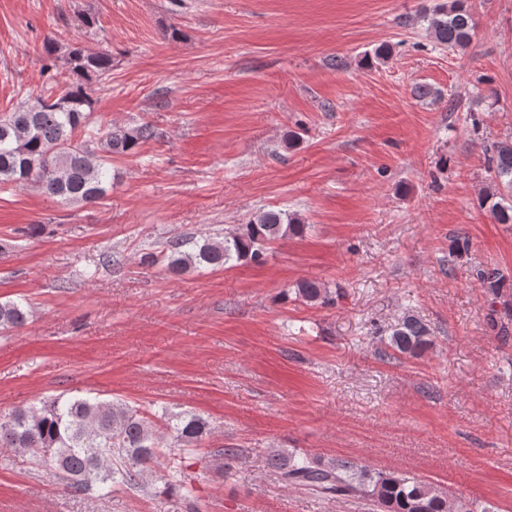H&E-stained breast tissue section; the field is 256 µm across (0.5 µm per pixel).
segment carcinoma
<instances>
[{"label": "carcinoma", "instance_id": "cac0c4a2", "mask_svg": "<svg viewBox=\"0 0 512 512\" xmlns=\"http://www.w3.org/2000/svg\"><path fill=\"white\" fill-rule=\"evenodd\" d=\"M433 43L463 49L474 27L468 0H444L422 15ZM46 70L62 67L65 79L46 91L27 95L10 112L0 114V186H37L44 194L69 203H97L112 186L111 160L159 137L155 126H111L88 132L92 92L112 71V54L90 51L78 43L61 46L44 42ZM493 191L485 196L499 224H512V140L483 146ZM308 225L282 210H266L221 240L205 238L169 241L167 252L141 257V263H162L179 275L191 268L221 269L245 260L259 261L266 246L288 234L301 236ZM480 285L495 293L501 274L477 273ZM297 294L308 302H333L327 290L303 281ZM29 312L20 302H0V329L23 327ZM430 328L413 314L403 316L391 330L389 344L396 352L415 355L430 343ZM207 423L193 412L169 414L145 411L96 397H55L42 406L17 408L0 418V445L12 448L34 463L49 458L67 487L84 493L122 484L142 487L144 473L159 459L168 435L181 447L198 445L207 436ZM269 464L285 484L304 486L325 496L361 495L377 512H475L476 503L448 500L423 480L398 471L367 472L354 463L336 460L322 464L308 457L277 453Z\"/></svg>", "mask_w": 512, "mask_h": 512}]
</instances>
